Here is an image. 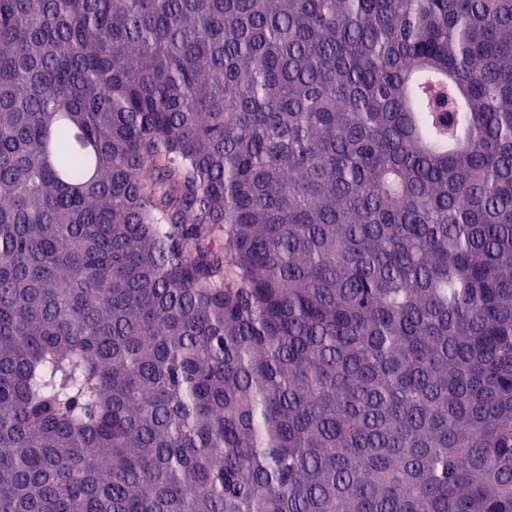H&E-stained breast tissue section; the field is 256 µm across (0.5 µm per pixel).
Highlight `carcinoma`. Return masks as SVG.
I'll return each instance as SVG.
<instances>
[{
    "label": "carcinoma",
    "mask_w": 512,
    "mask_h": 512,
    "mask_svg": "<svg viewBox=\"0 0 512 512\" xmlns=\"http://www.w3.org/2000/svg\"><path fill=\"white\" fill-rule=\"evenodd\" d=\"M0 512H512V0H0Z\"/></svg>",
    "instance_id": "cac0c4a2"
}]
</instances>
